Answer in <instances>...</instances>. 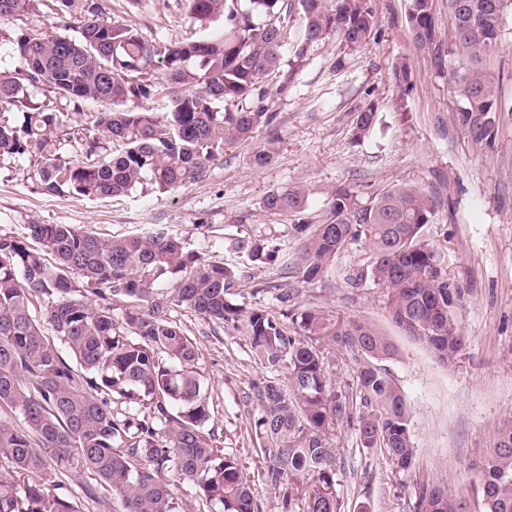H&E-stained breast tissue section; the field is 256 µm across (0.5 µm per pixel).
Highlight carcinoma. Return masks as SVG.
Segmentation results:
<instances>
[{
  "instance_id": "obj_1",
  "label": "carcinoma",
  "mask_w": 512,
  "mask_h": 512,
  "mask_svg": "<svg viewBox=\"0 0 512 512\" xmlns=\"http://www.w3.org/2000/svg\"><path fill=\"white\" fill-rule=\"evenodd\" d=\"M34 0H0V17L26 12ZM303 26L288 43L291 10L284 0H187L193 22L222 31L182 42H149L128 24L105 19L106 5L85 0L79 37L47 32L0 36V56L22 67L0 73V157L40 154L46 195L105 199L140 189L175 192L205 176L224 150L253 138L276 118L272 94L287 92L312 44L334 33L350 46L375 29L370 0H297ZM434 0H409L415 42L439 50ZM455 50L466 61L454 76L457 125L477 145L495 139L502 112L495 82L483 67L497 44L512 0H447ZM291 47L292 60L284 50ZM163 70L155 80L154 68ZM53 94L84 113L83 136L61 138L59 113L39 99ZM164 94L169 110L147 102ZM375 105L357 112L354 134L376 122ZM76 158L58 153L62 141ZM117 148L106 155L103 141ZM306 189L275 190L263 208L280 215L305 210ZM435 202L419 187L384 189L363 200L334 192L325 217L299 224L298 249L238 239L237 262H212L162 228L105 239L74 224H29L37 247L0 235V512H79L55 492L47 459L87 472L90 499L112 497L113 512H179L180 485L192 484L212 512H259L254 465L279 490V512H345L341 463L332 435L355 430L356 446L385 455L408 475L415 448L406 401L378 361L393 355L388 338L357 320L331 321L317 310L291 318L245 310L228 299L243 261H280V274L312 284L351 242L365 240L370 275L386 291L393 322L450 367L462 347L454 317L458 293L436 250L422 241ZM43 299L41 315L33 298ZM122 320L114 319V307ZM177 308L216 324L244 322L251 351L267 376L252 386L251 427L261 445L253 463L224 451L206 430L210 394L197 368L199 352L170 318ZM50 328L74 363L45 336ZM350 352L352 382H337L336 354ZM128 404L115 412L114 403ZM482 512H512V420L497 431L481 465ZM414 512H463L441 483L424 482Z\"/></svg>"
}]
</instances>
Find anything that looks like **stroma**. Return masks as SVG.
I'll use <instances>...</instances> for the list:
<instances>
[{
  "mask_svg": "<svg viewBox=\"0 0 512 512\" xmlns=\"http://www.w3.org/2000/svg\"><path fill=\"white\" fill-rule=\"evenodd\" d=\"M109 16L137 28L150 41L175 43L193 34L185 0H108ZM0 17V32L15 36L50 28L76 37L75 13L54 0ZM438 40L444 51L420 47L407 22L408 0H372L375 35L351 48L329 35L311 47L287 94L271 104L274 122L254 139L226 148L206 176L175 193H133L108 199L43 194L35 180L39 155L0 160V235L24 238L27 224H75L101 238H121L166 227L188 248L211 261L232 259L240 238L276 240L297 247L294 227L317 221L334 191L350 187L361 198L385 188L415 185L436 194L440 205L422 238L440 255L459 293L455 316L464 336L453 366L391 319L383 288L373 281L350 287L349 271L369 270L364 242L351 243L329 272L299 287L301 308L328 318L364 321L392 341L382 365L404 394L415 448L413 469L397 478L389 460L356 446L354 429H338L334 444L344 469L342 491L349 512H413L419 483L443 482L480 512L479 467L497 428L512 419V114L503 113L491 145H474L453 121L457 108L452 74L463 61L452 54L453 27L445 0H434ZM407 66L409 83L398 80ZM503 104H512V14L486 62ZM378 118L364 138L353 136V118L368 103ZM274 142L267 165L252 166L255 145ZM304 186V212L284 216L262 208L272 191ZM278 263L246 270L234 301L245 309L280 315L276 299L288 290ZM172 319L194 342L198 366L211 394L207 423L225 451L252 461L260 452L251 429L256 404L251 385L266 372L254 360L243 331L178 308Z\"/></svg>",
  "mask_w": 512,
  "mask_h": 512,
  "instance_id": "stroma-1",
  "label": "stroma"
}]
</instances>
